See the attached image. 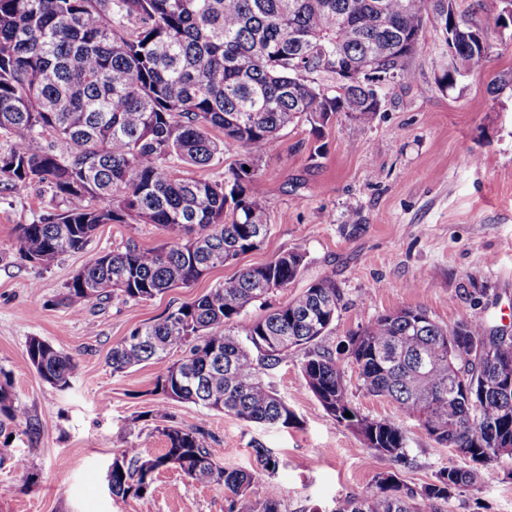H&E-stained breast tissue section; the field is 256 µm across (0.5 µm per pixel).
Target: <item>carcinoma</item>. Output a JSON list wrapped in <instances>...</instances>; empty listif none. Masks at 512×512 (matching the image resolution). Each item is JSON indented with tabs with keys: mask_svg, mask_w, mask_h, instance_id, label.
<instances>
[{
	"mask_svg": "<svg viewBox=\"0 0 512 512\" xmlns=\"http://www.w3.org/2000/svg\"><path fill=\"white\" fill-rule=\"evenodd\" d=\"M429 21L446 51L438 86L486 67L484 29L460 18L454 0H0V136L12 140L0 151V185H43L53 202L19 225V258L46 267L82 249L101 224H156L167 233L161 248L129 245L86 264L61 298L76 309L115 293L150 300L259 249L271 225L248 171L199 181L181 176L179 165L207 166L229 145L258 161L289 125L303 121L318 136L342 112L365 127L390 80L408 76ZM353 65L357 77L345 85L320 82ZM306 264V251L294 248L135 328L112 347V371L151 361L167 398L287 427L297 417L263 374L304 349L305 385L323 409L379 453L405 457L398 421L360 414L343 358L317 346L342 308L335 280H314L237 323ZM490 334L479 318L448 328L405 307L352 334L346 353L370 395L485 465L512 459V342L498 364L477 365L475 348ZM175 350L182 357L167 362ZM26 357L45 382L72 388L71 357L35 336ZM23 416L0 383V428ZM156 430L166 443L161 455L145 458L132 444L114 458L112 495L146 499L154 474L175 467L224 490L234 506L248 498L253 474L217 465L202 428ZM476 480L474 470L448 467L415 491L386 472L367 495L337 499L332 512H438L437 503Z\"/></svg>",
	"mask_w": 512,
	"mask_h": 512,
	"instance_id": "carcinoma-1",
	"label": "carcinoma"
}]
</instances>
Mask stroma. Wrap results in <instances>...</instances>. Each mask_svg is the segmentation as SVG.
Wrapping results in <instances>:
<instances>
[{
	"label": "stroma",
	"instance_id": "35a3bbf8",
	"mask_svg": "<svg viewBox=\"0 0 512 512\" xmlns=\"http://www.w3.org/2000/svg\"><path fill=\"white\" fill-rule=\"evenodd\" d=\"M454 5L486 29L493 46L487 66L439 87L443 44L429 24L409 77L386 89L368 126L356 129L341 114L319 138L303 123L282 130L251 182L267 202L269 237L190 287L146 302L94 299L73 312L60 298L92 258L129 243L158 247L166 233L153 224H104L83 250L37 267L17 257V228L38 220L50 195L38 185L0 189V370L16 406L37 427L32 436L18 425L0 428V447L14 453L0 464V512H228L223 490L196 484L176 468L155 473L149 503L109 494L106 469L123 448L135 443L144 453H162L165 442L155 430L161 412L167 424L203 426L214 460L253 472L252 498L275 496L280 512H332L337 499L370 492L384 472L418 490L442 468L470 467L431 440L416 418L369 395L349 361L343 368L353 406L400 421L408 441L402 461L381 456L326 413L304 386V352L266 377L297 416L287 428L165 398L155 390V364L116 373L108 362L113 345L134 328L296 247L306 250L307 265L268 303L282 304L311 281L332 277L344 306L319 341L327 350H341L352 333L400 307L422 308L447 327L466 312L485 318L489 330L512 333V22L495 25L501 0ZM32 336L77 362L72 389L57 390L27 364ZM257 445L271 450L275 470H262ZM19 459L24 467H16ZM438 508L512 512V468L479 466L475 486L454 491Z\"/></svg>",
	"mask_w": 512,
	"mask_h": 512
}]
</instances>
